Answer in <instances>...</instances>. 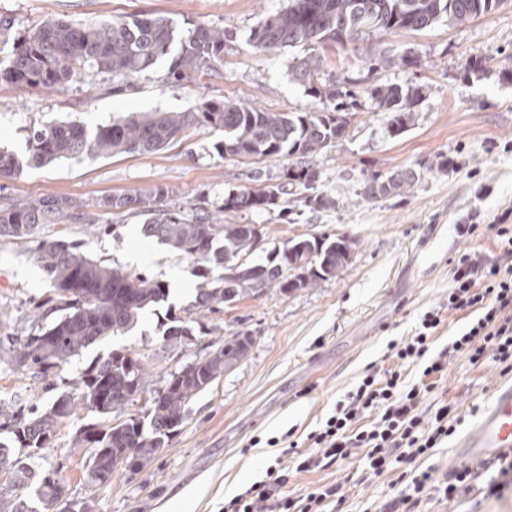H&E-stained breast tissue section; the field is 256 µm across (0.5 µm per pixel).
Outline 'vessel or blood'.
<instances>
[{"label":"vessel or blood","instance_id":"vessel-or-blood-1","mask_svg":"<svg viewBox=\"0 0 512 512\" xmlns=\"http://www.w3.org/2000/svg\"><path fill=\"white\" fill-rule=\"evenodd\" d=\"M454 461L477 465L512 457V381L499 383L478 419L456 440Z\"/></svg>","mask_w":512,"mask_h":512}]
</instances>
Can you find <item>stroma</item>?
<instances>
[{
    "label": "stroma",
    "mask_w": 512,
    "mask_h": 512,
    "mask_svg": "<svg viewBox=\"0 0 512 512\" xmlns=\"http://www.w3.org/2000/svg\"><path fill=\"white\" fill-rule=\"evenodd\" d=\"M287 6L288 0H0V17L10 19L18 37L50 18L87 26L140 14L167 16L181 26H217L232 35L223 61L189 79L171 76L169 54L129 83L91 69L58 92L0 82V147L25 154V130L33 125L73 120L92 130L120 115L192 111L211 99L271 112L319 110L291 74L302 48L264 53L250 43L252 31ZM372 41L411 50L416 59L415 65L388 70L363 64L358 72L366 88L392 83L421 88L411 130L388 136L383 112L360 96L348 137L317 159L322 190L336 199L335 208L310 211L296 194L290 198L292 220L255 210L237 217L242 224L266 225L272 249L291 238L324 233L354 238L348 266L318 287L287 297L270 290L197 318L195 263L144 236L143 217L117 220L98 208L102 197L160 186L170 205L185 213L198 207L215 212L228 189L276 181L285 159L252 166L222 158L214 149L218 135L210 129L192 130L154 154L62 160L0 179V196L84 201L93 223L62 218L44 225L39 238L77 243L108 266L170 284L173 316L193 329L192 340L164 342L156 316L148 313L125 335L84 349L54 378L26 375L12 356L20 337L36 328V306L50 283L31 242L1 238L0 399L46 409L59 394L74 392L88 365L122 348L144 355L147 386L154 390L169 372L208 353L224 335L246 329L254 338L248 357L191 402L168 446L142 470L115 472L110 485L88 489L82 479L87 455L72 450L76 428L99 421V414L82 409L61 425L34 471H57L67 497L91 498L92 512H224L225 500L259 480L277 456L268 438L289 431L299 450H306L307 434L370 366L380 365L389 343L413 334L426 311L447 303L461 253L478 247L494 254L490 225L501 219L512 224V82L499 79L501 71H512V0H500L462 25L441 22L421 32L376 33ZM479 57L488 59V72L468 74L469 63ZM406 169L420 176L409 193L355 200L363 173L386 176ZM460 224L477 225L474 237H460ZM501 379L496 363L474 364L462 355L449 364L436 394L470 423L471 408L483 406ZM398 475L395 469L378 477L367 474L354 455L328 470L295 476L288 489L298 494L338 481L347 494L339 512H377L401 491ZM419 512H512V493L487 499L476 489L448 501L433 496L422 501Z\"/></svg>",
    "instance_id": "stroma-1"
}]
</instances>
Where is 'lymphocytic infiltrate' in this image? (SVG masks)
Masks as SVG:
<instances>
[{
  "instance_id": "f902f5d3",
  "label": "lymphocytic infiltrate",
  "mask_w": 512,
  "mask_h": 512,
  "mask_svg": "<svg viewBox=\"0 0 512 512\" xmlns=\"http://www.w3.org/2000/svg\"><path fill=\"white\" fill-rule=\"evenodd\" d=\"M492 231L504 265L491 263L483 250L464 251L452 271L445 309L425 312L414 334L390 344L393 367L365 375L308 434L307 452L291 447L286 455L276 456L262 479L225 501L224 512H337L346 500L341 483H320L299 494L286 488L293 477L327 470L356 448L364 449L372 475L401 470L403 488L380 512H417L425 498L439 494L452 500L471 491L477 468L463 465L441 474L432 466L417 468L415 462L462 422L448 404H440L429 416L423 411L453 359L464 355L474 364L489 359L502 373L512 372V225L496 224ZM465 309L474 311L475 319L448 344L432 348L430 337L443 311ZM404 363L420 366L418 381L406 380L400 370Z\"/></svg>"
}]
</instances>
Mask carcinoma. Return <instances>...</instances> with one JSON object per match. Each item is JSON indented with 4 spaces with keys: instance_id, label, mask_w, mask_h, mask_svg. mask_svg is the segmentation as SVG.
Returning a JSON list of instances; mask_svg holds the SVG:
<instances>
[{
    "instance_id": "1",
    "label": "carcinoma",
    "mask_w": 512,
    "mask_h": 512,
    "mask_svg": "<svg viewBox=\"0 0 512 512\" xmlns=\"http://www.w3.org/2000/svg\"><path fill=\"white\" fill-rule=\"evenodd\" d=\"M499 0H290L288 8L261 22L252 33L253 47L270 52L301 47L306 56L296 59L294 79L323 108L318 112H270L233 100L206 101L193 112L131 113L112 119L91 132L75 121L31 127L26 135V155L0 151V178L20 173L25 167L44 166L62 159L105 158L124 153L160 151L188 131L200 127L223 133L216 143L221 157L259 163L286 158L281 181L258 189L228 190L224 195V220L202 212L192 218L167 205L166 193L149 192L106 196L98 207L112 213L144 217L143 233L204 267L197 285L199 312H218L246 296H256L248 284L257 281L288 296L314 288L337 277L355 250L356 241L346 235L292 238L282 250L270 252L266 261L253 260L264 251L258 239H267L264 225L237 224L230 215L248 209L290 212L288 196L299 187L311 210L336 206L331 196L318 189L320 171L314 158L326 154L346 137L349 110L358 95L342 74L336 81H322V50L353 46L363 48L367 63L377 69L416 63L411 52L392 54L369 42L370 33L421 32L446 21L459 25L490 11ZM10 22L0 18V44L12 43L9 55L0 59V81L41 89L60 90L80 71L90 68L131 81L166 55L174 41L180 52L173 74L188 77L209 69L224 57V30L194 24L178 31L173 20L161 15H137L104 23L79 26L60 19L41 22L22 38L11 37ZM385 113L384 122L393 138L406 133L415 121L414 107L421 97L412 85L388 84L365 90ZM411 171L364 181L357 199L401 196L414 186ZM80 200L42 196L32 200L0 197V238L33 239L43 224L60 217L93 223ZM34 258L53 287L40 306L61 316L24 337L15 363L29 372L48 377L83 349L108 336L132 328L146 310L169 297V285L146 275L109 267L66 240H39ZM301 263L303 276H285L283 269ZM236 265L237 279L224 277L225 266ZM254 339L237 331L203 358L169 374L164 387L146 399L138 414L127 410L132 394L144 393V357L130 350H114L80 373L77 396L61 394L44 410L27 412L0 402V428L12 434L14 447L0 448V481L14 487L28 485L35 477L34 459L49 445L60 424L83 407L109 419V424L80 426L73 447L90 450L83 479L90 487L112 482L120 468H144L186 420L191 401L241 363ZM45 509L54 508L64 489L45 473L36 488Z\"/></svg>"
}]
</instances>
